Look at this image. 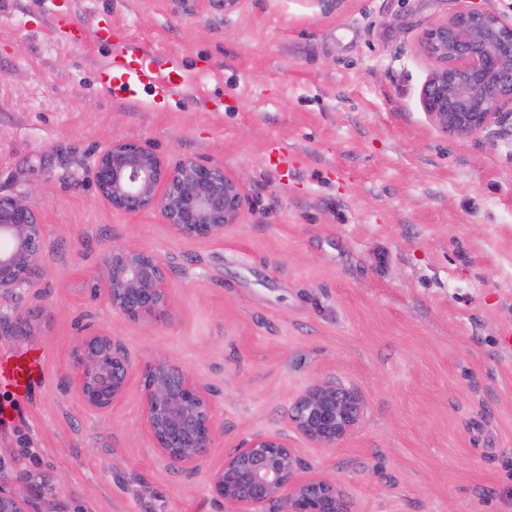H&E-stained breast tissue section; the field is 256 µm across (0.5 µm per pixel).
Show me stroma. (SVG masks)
I'll use <instances>...</instances> for the list:
<instances>
[{
  "label": "stroma",
  "mask_w": 512,
  "mask_h": 512,
  "mask_svg": "<svg viewBox=\"0 0 512 512\" xmlns=\"http://www.w3.org/2000/svg\"><path fill=\"white\" fill-rule=\"evenodd\" d=\"M461 0H0V193L45 224L32 287L0 296V359L40 350L44 377L0 385V482L61 512H219L207 475L256 431L287 438L355 512H512V134L448 136L423 111L418 44ZM84 30L62 39L63 16ZM183 84L114 94V48ZM115 139L241 181L224 237L186 241L101 200ZM171 268L145 324L85 296L106 247ZM133 363L164 358L211 386L220 431L196 473L155 452L132 383L88 412L69 379L87 326ZM356 388L366 412L339 447L289 418L309 384ZM29 472L31 484L16 482Z\"/></svg>",
  "instance_id": "1"
}]
</instances>
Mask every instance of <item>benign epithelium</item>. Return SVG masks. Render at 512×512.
<instances>
[{"label": "benign epithelium", "mask_w": 512, "mask_h": 512, "mask_svg": "<svg viewBox=\"0 0 512 512\" xmlns=\"http://www.w3.org/2000/svg\"><path fill=\"white\" fill-rule=\"evenodd\" d=\"M420 50L434 65L420 93L424 112L448 135L466 138L512 118V18L465 5L423 34ZM99 198L126 214L152 212L183 239L218 240L238 223L244 192L218 165H168L149 145L113 140L92 163ZM44 224L25 194H0V295L31 283ZM88 297L120 315L148 322L170 303V276L159 257L130 245L107 246L103 271L88 278ZM142 387V420L158 456L194 471L213 447L218 423L213 393L193 372L167 360L134 367L118 339L90 329L71 353L70 384L90 411L107 413ZM362 396L334 379L308 385L290 419L320 448H335L358 427ZM224 512H352L335 478L303 475L302 462L278 434L257 432L207 476ZM0 512H57L0 485Z\"/></svg>", "instance_id": "7a95c632"}]
</instances>
